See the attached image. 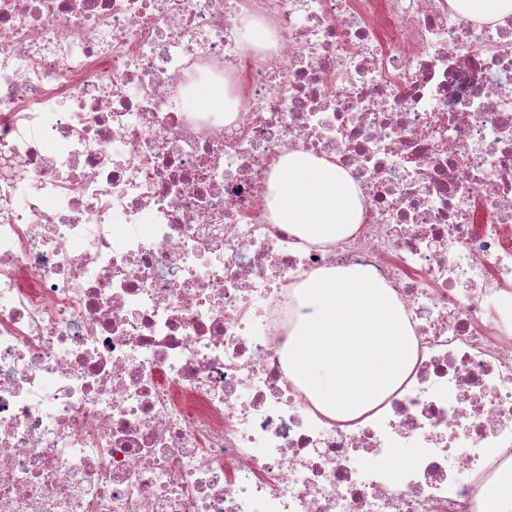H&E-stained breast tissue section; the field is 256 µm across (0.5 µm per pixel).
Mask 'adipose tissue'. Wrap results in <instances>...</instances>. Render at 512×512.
<instances>
[{"mask_svg": "<svg viewBox=\"0 0 512 512\" xmlns=\"http://www.w3.org/2000/svg\"><path fill=\"white\" fill-rule=\"evenodd\" d=\"M271 184L272 220L308 239L338 241L362 220L354 186L335 163L302 152L280 159Z\"/></svg>", "mask_w": 512, "mask_h": 512, "instance_id": "ef3b65f1", "label": "adipose tissue"}]
</instances>
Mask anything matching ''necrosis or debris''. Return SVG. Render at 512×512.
<instances>
[{
  "instance_id": "obj_1",
  "label": "necrosis or debris",
  "mask_w": 512,
  "mask_h": 512,
  "mask_svg": "<svg viewBox=\"0 0 512 512\" xmlns=\"http://www.w3.org/2000/svg\"><path fill=\"white\" fill-rule=\"evenodd\" d=\"M295 151L350 177L354 233L272 223ZM349 266L418 355L341 423L288 340L304 281ZM506 468L512 14L0 0V512H482Z\"/></svg>"
}]
</instances>
